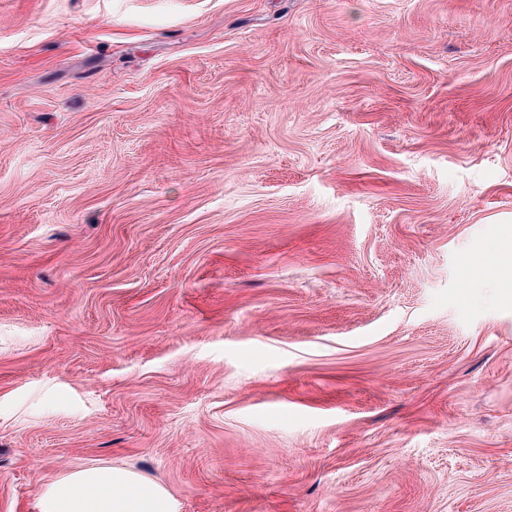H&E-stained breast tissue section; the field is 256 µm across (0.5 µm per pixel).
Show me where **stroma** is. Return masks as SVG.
<instances>
[{
    "label": "stroma",
    "mask_w": 512,
    "mask_h": 512,
    "mask_svg": "<svg viewBox=\"0 0 512 512\" xmlns=\"http://www.w3.org/2000/svg\"><path fill=\"white\" fill-rule=\"evenodd\" d=\"M512 512V0H0V512ZM39 512H178L160 483L113 465L79 467L46 483Z\"/></svg>",
    "instance_id": "1"
}]
</instances>
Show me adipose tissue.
Returning a JSON list of instances; mask_svg holds the SVG:
<instances>
[{"mask_svg":"<svg viewBox=\"0 0 512 512\" xmlns=\"http://www.w3.org/2000/svg\"><path fill=\"white\" fill-rule=\"evenodd\" d=\"M39 512H178L160 483L113 465H88L52 479L38 501Z\"/></svg>","mask_w":512,"mask_h":512,"instance_id":"adipose-tissue-1","label":"adipose tissue"}]
</instances>
